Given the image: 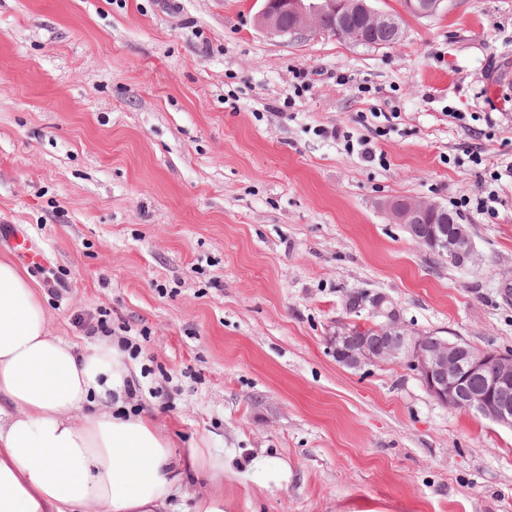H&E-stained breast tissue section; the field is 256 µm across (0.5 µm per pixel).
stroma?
<instances>
[{"mask_svg":"<svg viewBox=\"0 0 512 512\" xmlns=\"http://www.w3.org/2000/svg\"><path fill=\"white\" fill-rule=\"evenodd\" d=\"M373 5L397 43L273 36L261 0H0V225L36 252L0 259L78 350L102 312L136 343V403L223 461L231 512H512V428L327 345L365 289L512 351V0ZM394 199L458 214L478 265ZM258 456L274 472L234 480ZM441 212H444V209L434 203L408 201L399 207H394V204L390 206L392 216L399 224H403L406 232L417 244L431 253L446 258L449 256L451 262L457 267L475 265L479 255L467 225L458 224L449 213L448 226L424 223L427 215ZM453 224L454 227L451 230ZM451 262L448 261L453 266Z\"/></svg>","mask_w":512,"mask_h":512,"instance_id":"1","label":"stroma"}]
</instances>
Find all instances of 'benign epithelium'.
Returning a JSON list of instances; mask_svg holds the SVG:
<instances>
[{
    "label": "benign epithelium",
    "instance_id": "obj_1",
    "mask_svg": "<svg viewBox=\"0 0 512 512\" xmlns=\"http://www.w3.org/2000/svg\"><path fill=\"white\" fill-rule=\"evenodd\" d=\"M355 4L368 16L374 37L376 28L391 23L388 16L369 7L365 0H266L258 21L273 36L297 37L319 26L320 15L344 13ZM409 10L421 17L435 15L443 0H406ZM283 12L298 21L282 28L277 15ZM443 208L434 203L408 201L390 207L412 240L429 252L445 256L457 267L476 264L479 255L465 224L448 229L445 224H426L424 219ZM346 313L353 322L370 320L374 336L354 334L351 324L336 327L327 337L329 352L340 366L360 369L401 364L411 371L426 391L440 404L474 410L492 422L512 428V352L477 348L461 339L450 340L434 333H415L406 328L399 309L381 292L349 291L344 298Z\"/></svg>",
    "mask_w": 512,
    "mask_h": 512
}]
</instances>
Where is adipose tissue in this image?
Segmentation results:
<instances>
[{
    "label": "adipose tissue",
    "mask_w": 512,
    "mask_h": 512,
    "mask_svg": "<svg viewBox=\"0 0 512 512\" xmlns=\"http://www.w3.org/2000/svg\"><path fill=\"white\" fill-rule=\"evenodd\" d=\"M129 375L111 340L81 354L53 335L26 275L0 260V512H174L181 458L149 411L130 412ZM191 458L210 486L190 512H225L223 468Z\"/></svg>",
    "instance_id": "adipose-tissue-1"
}]
</instances>
